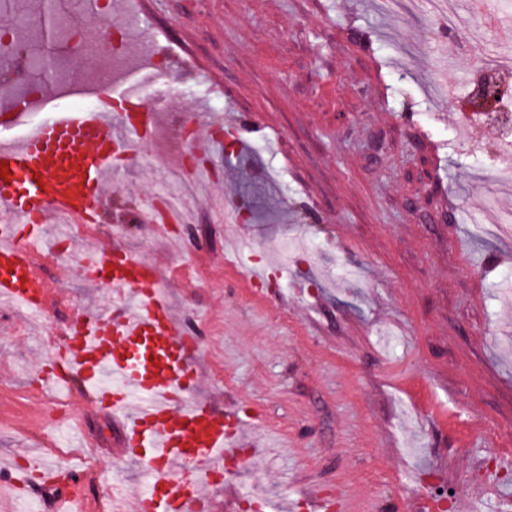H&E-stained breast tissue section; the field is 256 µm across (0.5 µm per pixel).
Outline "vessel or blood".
Here are the masks:
<instances>
[{
    "instance_id": "1",
    "label": "vessel or blood",
    "mask_w": 512,
    "mask_h": 512,
    "mask_svg": "<svg viewBox=\"0 0 512 512\" xmlns=\"http://www.w3.org/2000/svg\"><path fill=\"white\" fill-rule=\"evenodd\" d=\"M52 100L0 101V125L16 124ZM139 109L126 113L61 110L25 134L0 139V162L11 172L0 179V208L21 216L0 225V297L36 312L50 299L32 243L48 215L71 224H92L105 196L114 162L142 143L152 123L138 91L125 93ZM81 265L87 281L111 288V305L91 310L79 337L67 349L69 368L82 384L81 401L122 415L127 450L145 449V490L137 503L145 512H200L208 503L206 479L235 455L244 440V421L196 398L198 373L187 331L165 299L155 265L129 251L91 249ZM84 467L70 471L69 486L56 492V512H71Z\"/></svg>"
}]
</instances>
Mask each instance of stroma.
<instances>
[{"mask_svg": "<svg viewBox=\"0 0 512 512\" xmlns=\"http://www.w3.org/2000/svg\"><path fill=\"white\" fill-rule=\"evenodd\" d=\"M447 2L474 51L444 71L452 37L428 0L402 13L383 0H152L178 58L156 64L137 39L112 68L168 91V109L118 166L94 232L68 225L69 248L154 262L200 339L201 397L282 442L214 481L207 512H243L252 491L261 512L289 497L310 512L313 488L329 512H405L441 492L448 512H512V475L492 469L512 464V237L496 230L512 223V183L492 175L499 127L457 107L482 58L512 56V34L470 0ZM181 113L223 135L204 146L210 184L186 180L189 223L163 229L142 201L189 151L170 123ZM44 276L41 315L0 308V477L45 442L43 334L113 300L76 266ZM73 431L104 451L87 492L116 476L144 490L119 419L83 405L56 435Z\"/></svg>", "mask_w": 512, "mask_h": 512, "instance_id": "stroma-1", "label": "stroma"}]
</instances>
